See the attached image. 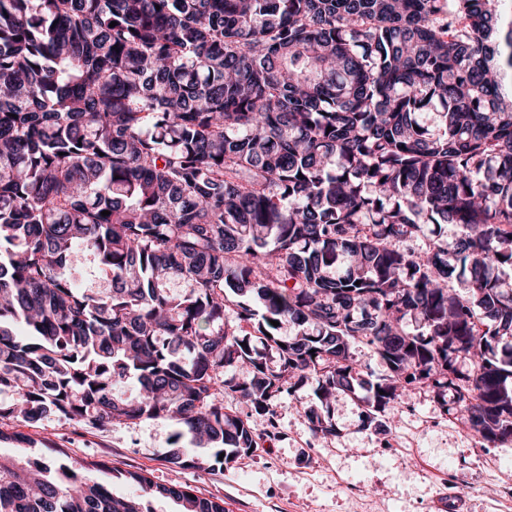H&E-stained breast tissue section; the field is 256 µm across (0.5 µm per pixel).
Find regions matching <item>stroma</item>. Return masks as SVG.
Instances as JSON below:
<instances>
[{
	"label": "stroma",
	"instance_id": "stroma-1",
	"mask_svg": "<svg viewBox=\"0 0 512 512\" xmlns=\"http://www.w3.org/2000/svg\"><path fill=\"white\" fill-rule=\"evenodd\" d=\"M318 405L309 384L281 395L274 435L215 470L168 463L172 427L161 418L105 428L52 416L33 425L0 420V430L30 438L0 440V455L40 460L59 448L70 460L103 463L87 477L116 496L136 489L113 470L138 471L222 500L225 512H512V441H484L427 388L406 390L380 432L361 428L359 406L340 396L332 403L337 436H317L306 412Z\"/></svg>",
	"mask_w": 512,
	"mask_h": 512
}]
</instances>
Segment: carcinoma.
<instances>
[{"mask_svg":"<svg viewBox=\"0 0 512 512\" xmlns=\"http://www.w3.org/2000/svg\"><path fill=\"white\" fill-rule=\"evenodd\" d=\"M505 2L0 0V418H163L215 469L257 447L221 386L272 428L310 382L328 437L336 395L377 430L420 384L512 439ZM62 456H0V512H149Z\"/></svg>","mask_w":512,"mask_h":512,"instance_id":"carcinoma-1","label":"carcinoma"}]
</instances>
